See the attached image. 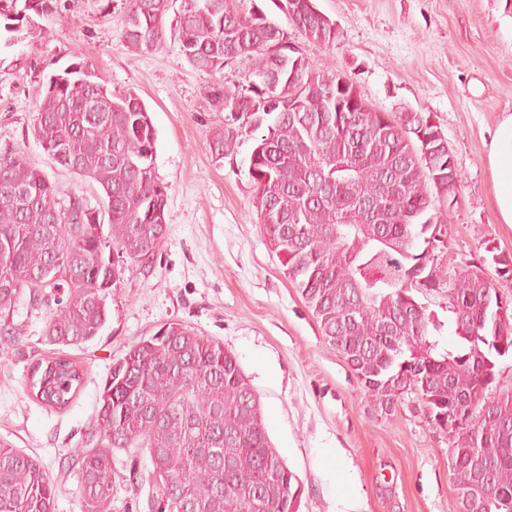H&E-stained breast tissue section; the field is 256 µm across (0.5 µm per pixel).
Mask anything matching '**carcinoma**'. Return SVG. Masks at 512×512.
<instances>
[{
  "mask_svg": "<svg viewBox=\"0 0 512 512\" xmlns=\"http://www.w3.org/2000/svg\"><path fill=\"white\" fill-rule=\"evenodd\" d=\"M50 0H0L8 32L32 29ZM169 0H129L123 37L135 52L165 40ZM278 8L308 38L336 39L315 0ZM180 51L208 75L240 66L237 79L208 89L234 102L211 149L220 160L238 136L255 137L248 177L253 207L271 249L335 348L382 411L414 396L441 434L448 415L463 421L449 438L457 508L512 512V387L500 384L499 313L512 325L486 265L512 279V255L492 241L485 255L442 271L461 171L421 112H379L347 74L306 54L279 49L288 31L258 0H184ZM31 134L65 169L95 183L93 206L63 192L19 146H0V341L17 343L21 303L41 307L45 340L77 346L109 318L107 299L126 270L163 249L168 185L156 173V131L143 100L114 93L82 62L47 81ZM108 232H103V228ZM116 257H111V254ZM447 299L453 349L418 296ZM82 377L57 356L32 366L27 389L61 409ZM149 455L147 512H298L297 476L269 444L257 394L236 357L181 323L164 324L112 364L93 425L66 467L77 472L85 512L112 509V451ZM57 485L43 465L0 443V512H55Z\"/></svg>",
  "mask_w": 512,
  "mask_h": 512,
  "instance_id": "carcinoma-1",
  "label": "carcinoma"
}]
</instances>
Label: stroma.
Instances as JSON below:
<instances>
[{"instance_id": "stroma-1", "label": "stroma", "mask_w": 512, "mask_h": 512, "mask_svg": "<svg viewBox=\"0 0 512 512\" xmlns=\"http://www.w3.org/2000/svg\"><path fill=\"white\" fill-rule=\"evenodd\" d=\"M337 26L334 42L290 27L273 0L267 14L292 42L346 73L371 106L421 112L443 131L463 173L442 265L482 255L492 240L512 254V226L494 185L492 140L512 116V0H316ZM128 0H52L36 31H0V145L25 150L63 190L97 200L96 185L54 163L30 132L50 75L84 62L117 92L134 91L156 129L154 165L168 184L167 240L150 267L127 270L108 300L107 324L92 340L58 348L43 336V314L21 310L22 336L0 363V441L38 459L59 485L55 512H84L76 476L61 468L88 433L114 359L162 324L187 323L233 353L260 399L271 446L302 485L299 512H456L448 438L433 432L417 402L384 414L324 342L312 311L267 244L252 205L242 135L231 155L211 153L223 107L204 93L222 75L195 70L174 34L150 54L123 39ZM65 356L83 381L67 407L51 408L25 390L36 361ZM340 452L344 478L325 457ZM125 451L112 454V512H143Z\"/></svg>"}]
</instances>
